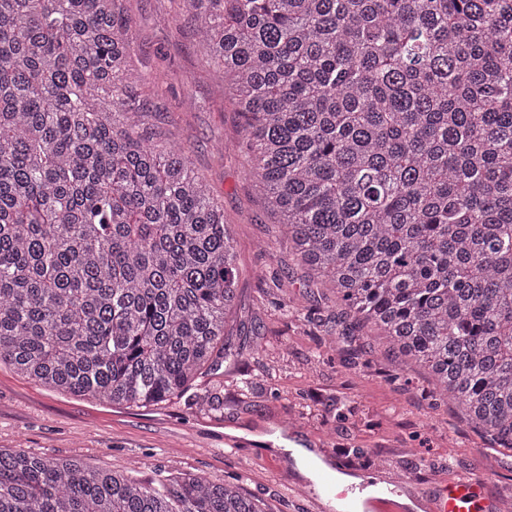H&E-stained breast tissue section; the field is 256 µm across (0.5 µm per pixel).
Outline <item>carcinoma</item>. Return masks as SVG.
<instances>
[{
  "label": "carcinoma",
  "instance_id": "cac0c4a2",
  "mask_svg": "<svg viewBox=\"0 0 512 512\" xmlns=\"http://www.w3.org/2000/svg\"><path fill=\"white\" fill-rule=\"evenodd\" d=\"M183 2L299 262L512 451V0ZM132 45L120 0H0V362L154 406L241 355V268L190 151L144 127ZM0 512L260 510L15 450Z\"/></svg>",
  "mask_w": 512,
  "mask_h": 512
}]
</instances>
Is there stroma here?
Returning a JSON list of instances; mask_svg holds the SVG:
<instances>
[{
	"mask_svg": "<svg viewBox=\"0 0 512 512\" xmlns=\"http://www.w3.org/2000/svg\"><path fill=\"white\" fill-rule=\"evenodd\" d=\"M148 122L191 148L240 247L233 342L244 357L199 379L178 401L115 406L62 392L0 365V450L78 458L153 481L170 469L235 483L262 512H306L299 476L277 438L330 456L338 473L374 482L410 478L424 499L438 485L478 477L512 501V453L496 452L452 408L436 404L419 372L395 378L375 333L350 326L335 293L306 287L274 215L242 174L241 117L224 77L205 60L181 0H125ZM289 280L281 290V280ZM248 391H241V383ZM242 428L237 447L226 429Z\"/></svg>",
	"mask_w": 512,
	"mask_h": 512,
	"instance_id": "1",
	"label": "stroma"
}]
</instances>
